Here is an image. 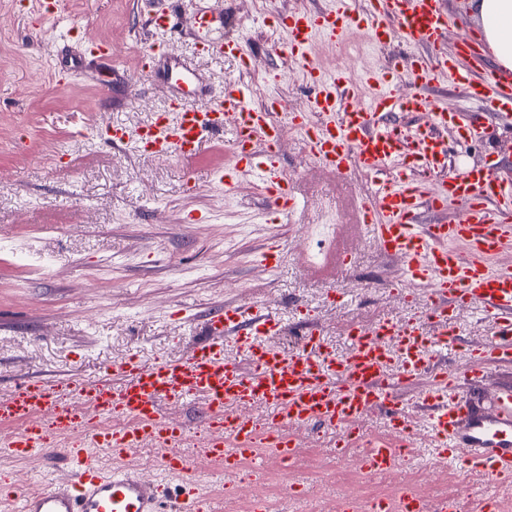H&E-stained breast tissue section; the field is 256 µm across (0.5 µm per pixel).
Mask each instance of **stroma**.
<instances>
[{
	"label": "stroma",
	"instance_id": "35a3bbf8",
	"mask_svg": "<svg viewBox=\"0 0 512 512\" xmlns=\"http://www.w3.org/2000/svg\"><path fill=\"white\" fill-rule=\"evenodd\" d=\"M336 0H205L225 38L246 39L248 62L214 56L195 44L191 29L195 0H170L171 34L156 39L146 29L158 0H59L53 29H43L36 0H0V397L27 374H69L93 380L129 355L152 363L186 357L205 337L211 314L228 304H257L282 325L270 346L292 351L300 333L317 328L337 354L348 348L346 328L390 319L421 322L429 301L425 287H400L398 259L382 254L368 229L358 224L373 181L358 170L336 175L304 148L301 134L280 145V158L299 198L298 209H269L260 187L234 172L225 190L213 171L232 170L233 123L207 136L191 161H161L142 154L135 141L114 147L99 134L119 123L137 129L167 108L173 88L166 59L191 61L210 91L225 81L253 90L252 103L282 99L286 111L308 109L311 85L301 66L272 44H286L281 16L334 8ZM449 20L446 52L478 22L469 0H442ZM358 30L341 40L313 39V61L335 74L341 45L357 56L361 75L387 84L406 78L415 47L400 37L386 45L360 44ZM110 43L112 58L99 62L92 49ZM154 50V69L143 70L129 47ZM438 105L478 118L482 133L450 146L448 167L494 162L512 177V115L470 103L462 88L438 82L430 91ZM281 260L268 268L257 260L269 242ZM347 252L352 266L339 273ZM459 342L439 354L442 368L458 371L469 346L488 323L479 304L455 310ZM414 466L428 472V498L457 491L448 468L431 469L434 450L418 426ZM293 478L308 496L282 492L276 462H269L262 488L277 512H325L343 494L337 481L344 461L336 434L302 430ZM26 491L38 490L45 474L66 479L58 452L41 458L0 456V473ZM196 480L216 512H247L254 490L235 485L220 467L199 460L189 477H175L163 501L171 512L185 479Z\"/></svg>",
	"mask_w": 512,
	"mask_h": 512
}]
</instances>
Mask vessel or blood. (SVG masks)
Returning a JSON list of instances; mask_svg holds the SVG:
<instances>
[{"label": "vessel or blood", "mask_w": 512, "mask_h": 512, "mask_svg": "<svg viewBox=\"0 0 512 512\" xmlns=\"http://www.w3.org/2000/svg\"><path fill=\"white\" fill-rule=\"evenodd\" d=\"M353 22L376 44L398 34L407 45L420 48L408 73L414 93L402 96L375 83L363 98L348 74L322 76L310 56L311 34L334 40ZM284 26L289 33L285 52L317 89L310 109L318 122L308 129L306 146L336 174L356 169L373 179L376 191L361 208L359 221L381 253L402 260L406 284L430 285L426 324H432V331L385 319L368 330L349 326L344 355H336L314 332L285 355L264 343L279 334L278 321L256 304L230 305L210 319L207 341L186 358L145 364L131 355L113 364L111 376L92 381L72 376L24 380L0 398V425L11 427L0 438V454L32 458L57 449L70 474L63 482L47 481L33 494L0 481V496L16 498V512H161L164 477L190 472L200 457L221 462L228 475L246 464L253 476H261L264 449L292 464L298 454L295 432L311 423L336 431L337 454L362 449L366 473L389 471L403 449L415 445L414 419L396 379L430 373L434 356L458 342L451 327L454 310L474 303L482 304L489 329L469 349L462 376L432 373L422 402L440 459L492 483H512V388L487 391L486 408L473 401L474 393L486 391L489 364L512 365V267L495 262L512 243V187L484 164L449 176L444 130H453L465 142L478 134L480 125L436 105L425 93L445 78L465 88L469 99L508 115L512 71L475 78L482 56L471 39L461 48L469 66H460L458 55L443 52L447 19L440 0H368L363 10L356 0H336L329 13L290 16ZM193 35L209 53L243 60L249 56L244 40L226 42L217 36L213 19L201 6L195 10ZM167 72L176 78L167 109L134 132L110 125L106 140L116 146L133 139L152 156L175 154L189 160L199 153L206 134L221 131L225 119L233 118L236 169L256 173L274 211H295L299 201L280 164L279 147L286 131L305 127L302 113L282 112L274 99L251 104L248 91L236 84L224 85L209 105L197 107L182 95L187 83L194 94L206 93L196 68L174 64ZM392 112L406 116L407 124L384 123V115ZM420 174L433 182L432 191L419 188ZM452 202L463 207L460 219L418 223L421 211L438 214ZM228 338L246 354L247 364L225 358ZM195 398L205 405V431L192 458L182 452L188 440L184 426L162 403ZM252 404H269L273 410L264 419L235 414V407ZM377 409L387 418L384 437L363 426ZM106 417L113 426H103ZM145 445L162 451L160 474L152 479L130 466L101 472L91 456L95 448L120 457ZM467 505L460 492L430 503L407 489L400 494L401 512H467ZM174 512H212L211 500L193 486L182 493Z\"/></svg>", "instance_id": "b4317fda"}]
</instances>
